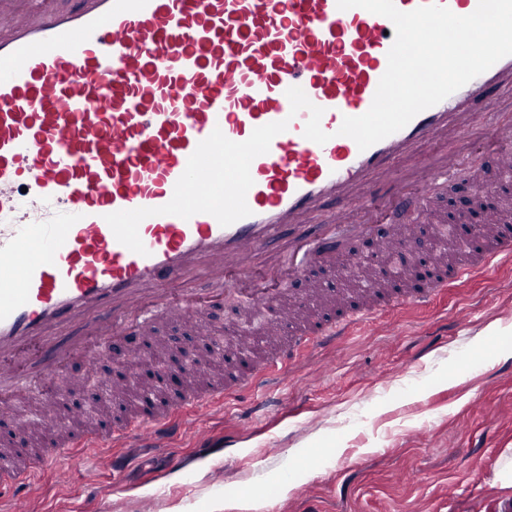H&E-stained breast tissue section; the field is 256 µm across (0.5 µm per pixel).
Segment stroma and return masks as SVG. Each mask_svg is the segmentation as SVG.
<instances>
[{"label":"stroma","instance_id":"35a3bbf8","mask_svg":"<svg viewBox=\"0 0 512 512\" xmlns=\"http://www.w3.org/2000/svg\"><path fill=\"white\" fill-rule=\"evenodd\" d=\"M492 324L512 328V264L305 353L262 385L263 416L253 394L228 393L165 447L75 455L66 481L30 484L28 510L208 512L223 498L231 512H497L512 501L498 481L512 347Z\"/></svg>","mask_w":512,"mask_h":512}]
</instances>
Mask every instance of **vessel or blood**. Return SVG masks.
<instances>
[{
  "instance_id": "1",
  "label": "vessel or blood",
  "mask_w": 512,
  "mask_h": 512,
  "mask_svg": "<svg viewBox=\"0 0 512 512\" xmlns=\"http://www.w3.org/2000/svg\"><path fill=\"white\" fill-rule=\"evenodd\" d=\"M393 29L336 0H0V415L14 422L0 438V497L22 503L35 475H64L92 448L155 447L183 417L369 317L512 262V225L487 208L459 258L430 257L429 277L411 281L416 217L474 166L457 144L491 140L512 170V56L362 151L339 129L370 108ZM293 86L323 108L325 144L304 137L308 111L291 114ZM282 120L251 163L249 216L224 227L157 214L213 130L242 142ZM137 208L155 211L139 225L143 255L105 220ZM374 235L402 287L377 272L349 299L310 283L312 267L361 263ZM228 298L242 322L270 314L260 331L276 346L250 373L181 389L119 383L108 401L133 416L80 430L67 419L58 395L71 361L135 357L164 322L211 335L208 314Z\"/></svg>"
}]
</instances>
